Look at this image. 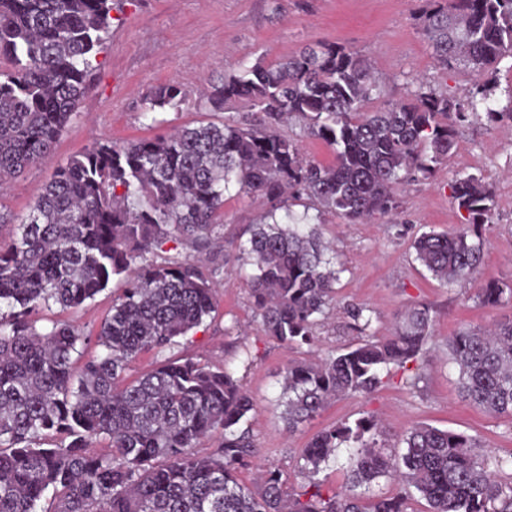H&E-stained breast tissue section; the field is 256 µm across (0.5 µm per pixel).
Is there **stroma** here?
<instances>
[{"mask_svg":"<svg viewBox=\"0 0 512 512\" xmlns=\"http://www.w3.org/2000/svg\"><path fill=\"white\" fill-rule=\"evenodd\" d=\"M430 0H115L108 37L91 74V87L54 148L0 193V205L24 217L59 164L98 142L122 144L162 135L182 125L212 120L201 103L203 91L224 73L257 59L274 62L316 43L333 44L366 55L390 102L413 100L425 89L465 100L474 80L461 68H441L421 32L419 15ZM174 84L183 91L177 107L143 114L154 88ZM481 177L493 193L489 224L482 227L483 257L473 279L447 286L415 259L412 243L424 232H450L463 221L451 204L456 179ZM396 214L350 224L323 213L317 229L331 246L342 272L336 298L326 308L313 346L300 349L266 336L241 268L240 245L267 206L253 195L224 202L223 224L210 251L182 239L158 250L160 262L194 261L217 267V312L172 353L211 365H229L254 400L249 420L257 448L254 466L241 478L251 483L257 467L280 470L288 492H301L302 452L307 441L332 424L370 416L381 423L376 446L391 455L413 424L425 422L479 439L491 454L512 452V424L462 399L459 369L448 338L465 325L489 328L512 320V300L497 307L478 304V289L490 281L512 283V119L500 117L463 128L446 163L429 177L404 182ZM367 306L376 335H391L405 310L425 305L434 316L425 346L423 378L406 383L407 371L391 368L373 393L332 400L314 419L288 431L283 376L289 363L314 361L353 342L344 308ZM112 305L103 291L76 310L52 308L47 316L90 333Z\"/></svg>","mask_w":512,"mask_h":512,"instance_id":"obj_1","label":"stroma"}]
</instances>
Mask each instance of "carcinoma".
Here are the masks:
<instances>
[{"mask_svg": "<svg viewBox=\"0 0 512 512\" xmlns=\"http://www.w3.org/2000/svg\"><path fill=\"white\" fill-rule=\"evenodd\" d=\"M112 0H0V185L50 152L88 90L93 60L109 33ZM437 63L486 78L465 103L433 92L385 102L368 59L320 44L285 61H258L224 74L204 95L219 123L184 126L125 145L96 143L55 171L21 223L0 207V512H406L424 498L430 512H512V453L491 456L462 434L425 423L405 433L397 458L375 448L368 417L328 426L303 452L307 489L290 494L282 474L260 486L239 479L256 448L251 397L227 368L164 360L125 380L144 352H158L199 327L215 310V270L195 262L158 264L149 255L172 238L197 249L213 243L225 197L267 200L268 221L241 245L252 266L251 293L267 336L293 348L315 341L318 316L335 298L339 270L325 257L314 224L276 219L293 190L352 223L399 207L397 188L427 177L448 159L458 130L493 116L489 77L512 58V0H444L422 21ZM182 90L162 85L150 114L175 107ZM333 150L324 164L281 135L289 117ZM494 201L474 175L457 179L452 205L466 214L453 232L413 241L416 260L445 284L471 278L483 243L475 231ZM121 278L123 287L95 335L68 322L37 329L32 316L59 305L79 308ZM512 286L489 282L477 299L495 307ZM363 339L321 363L285 370L288 430L343 394L371 393L389 366L416 364L431 335L427 306L401 316L392 335L369 334L366 306L349 310ZM100 352L73 371V355ZM464 399L512 420V321L492 331L463 326L448 337ZM220 436L207 456L193 452ZM106 448L104 452L94 447ZM355 449L350 488L321 494L315 476L336 449ZM163 463H158V460ZM397 492L364 505L355 488L382 477Z\"/></svg>", "mask_w": 512, "mask_h": 512, "instance_id": "carcinoma-1", "label": "carcinoma"}]
</instances>
